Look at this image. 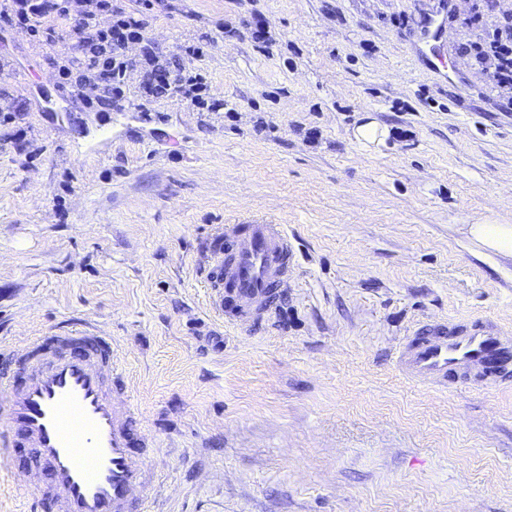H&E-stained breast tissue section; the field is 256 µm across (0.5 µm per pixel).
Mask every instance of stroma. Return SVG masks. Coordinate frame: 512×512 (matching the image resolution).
Wrapping results in <instances>:
<instances>
[{"label": "stroma", "mask_w": 512, "mask_h": 512, "mask_svg": "<svg viewBox=\"0 0 512 512\" xmlns=\"http://www.w3.org/2000/svg\"><path fill=\"white\" fill-rule=\"evenodd\" d=\"M436 3L155 9L149 38L217 111L141 96L135 72L120 111L86 108L10 32L0 106L22 105L27 146L0 123V341L67 322L112 337L159 487L145 512H512V378L439 392L396 364L423 320L512 329V254L468 231L512 218V93L471 69L456 24L455 76L429 69ZM367 113L392 131L371 153L351 137ZM252 219L281 225L294 261L277 311L233 324L210 310L202 244ZM33 455L0 474V512L43 481Z\"/></svg>", "instance_id": "obj_1"}]
</instances>
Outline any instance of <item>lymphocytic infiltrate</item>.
<instances>
[{"label":"lymphocytic infiltrate","instance_id":"1","mask_svg":"<svg viewBox=\"0 0 512 512\" xmlns=\"http://www.w3.org/2000/svg\"><path fill=\"white\" fill-rule=\"evenodd\" d=\"M126 10L112 0H0V33L24 30L40 47L55 53L56 83L89 108L112 106L126 97L132 66L143 74L144 96L181 95L199 109L210 108L202 74L172 68L146 36L153 0H135ZM462 25L475 29L462 51L512 92V0H475ZM137 58H129L130 47Z\"/></svg>","mask_w":512,"mask_h":512}]
</instances>
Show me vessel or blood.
<instances>
[{
  "instance_id": "1",
  "label": "vessel or blood",
  "mask_w": 512,
  "mask_h": 512,
  "mask_svg": "<svg viewBox=\"0 0 512 512\" xmlns=\"http://www.w3.org/2000/svg\"><path fill=\"white\" fill-rule=\"evenodd\" d=\"M450 8L443 0L420 32L436 69L445 64ZM226 234V244L204 247L202 282L211 290L212 308L260 322L272 312L276 286L288 277V236L263 222L232 226ZM54 340L71 346V353L48 350L42 337L22 350L0 347V356L27 375L18 387L0 372V462H10L14 448H30L48 472V491L33 492L26 512H138L134 493L146 487L149 461L131 446L141 414L125 393L112 339L67 325ZM397 365L407 379L444 392L470 379L492 388L512 376V337L482 321L425 323L406 336Z\"/></svg>"
}]
</instances>
